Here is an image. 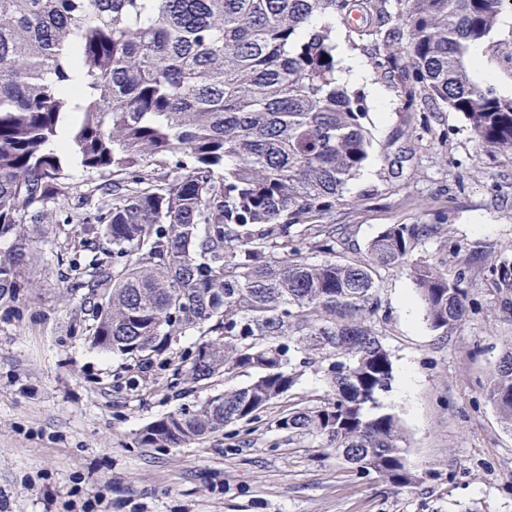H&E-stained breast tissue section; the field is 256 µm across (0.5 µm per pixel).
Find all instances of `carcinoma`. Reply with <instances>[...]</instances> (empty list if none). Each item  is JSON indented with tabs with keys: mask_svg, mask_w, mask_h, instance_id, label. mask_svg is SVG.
Here are the masks:
<instances>
[{
	"mask_svg": "<svg viewBox=\"0 0 512 512\" xmlns=\"http://www.w3.org/2000/svg\"><path fill=\"white\" fill-rule=\"evenodd\" d=\"M512 0H0V302L30 281L26 225L79 224L103 246L76 267L91 294L96 346L180 380H251L145 426L138 444L175 448L249 425L323 373L330 397L283 410L278 427L312 435L361 475L416 482L401 427L378 412L393 379L368 322L378 273L407 263L427 224H390L356 262L336 255L345 192L370 154L367 96L337 84L336 21L411 107L443 104L486 154L512 155V98L474 84L464 57ZM72 159L104 178L71 197ZM314 234L318 261L294 235ZM512 288V263L493 268ZM411 276L427 321L448 333L466 313L464 273L431 263ZM512 430V347L487 388Z\"/></svg>",
	"mask_w": 512,
	"mask_h": 512,
	"instance_id": "carcinoma-1",
	"label": "carcinoma"
}]
</instances>
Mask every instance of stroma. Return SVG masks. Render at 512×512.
Returning a JSON list of instances; mask_svg holds the SVG:
<instances>
[{"instance_id": "35a3bbf8", "label": "stroma", "mask_w": 512, "mask_h": 512, "mask_svg": "<svg viewBox=\"0 0 512 512\" xmlns=\"http://www.w3.org/2000/svg\"><path fill=\"white\" fill-rule=\"evenodd\" d=\"M481 46L492 86L512 97V10ZM388 109L365 120L372 147L337 208L336 252L362 259L390 224H435L412 262L465 271L467 312L449 334L430 328L409 265L379 271L373 327L394 379L379 396L404 431L414 484L361 475L312 436L261 422L177 448L139 446L143 427L180 405L246 383L244 375L176 384L172 366L141 371L96 347L68 264L85 237L45 224L33 238L30 288L0 303V512H512V432L485 387L512 345V288L492 269L512 262V158L481 154L462 113L406 109L380 72Z\"/></svg>"}]
</instances>
